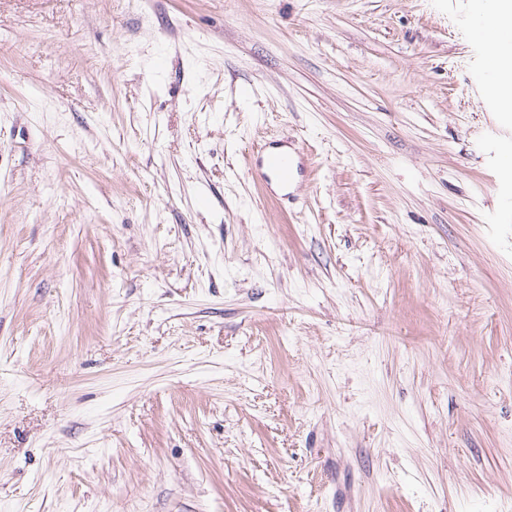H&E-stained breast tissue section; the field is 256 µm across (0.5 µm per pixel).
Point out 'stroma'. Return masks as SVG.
Segmentation results:
<instances>
[{
  "label": "stroma",
  "mask_w": 512,
  "mask_h": 512,
  "mask_svg": "<svg viewBox=\"0 0 512 512\" xmlns=\"http://www.w3.org/2000/svg\"><path fill=\"white\" fill-rule=\"evenodd\" d=\"M473 24L0 0V512H512V118ZM252 174L266 186L275 185L280 199H288L293 185V158L287 145L265 144L257 153Z\"/></svg>",
  "instance_id": "35a3bbf8"
}]
</instances>
